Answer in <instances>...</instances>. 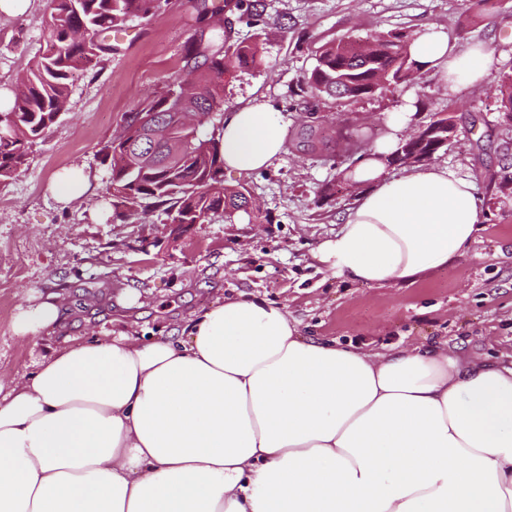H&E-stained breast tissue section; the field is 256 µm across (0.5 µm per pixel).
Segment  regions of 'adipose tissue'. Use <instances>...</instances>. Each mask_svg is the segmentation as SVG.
<instances>
[{
    "mask_svg": "<svg viewBox=\"0 0 512 512\" xmlns=\"http://www.w3.org/2000/svg\"><path fill=\"white\" fill-rule=\"evenodd\" d=\"M410 52L448 91L493 61L434 27ZM411 113H391L349 174L362 190L315 253L334 277L419 278L480 229L483 201L457 170L388 173ZM285 136L266 103L226 110L225 168L267 167ZM62 313L59 295H31L12 331L36 340ZM0 512H512V363L311 337L244 293L176 336H67L0 381Z\"/></svg>",
    "mask_w": 512,
    "mask_h": 512,
    "instance_id": "1",
    "label": "adipose tissue"
}]
</instances>
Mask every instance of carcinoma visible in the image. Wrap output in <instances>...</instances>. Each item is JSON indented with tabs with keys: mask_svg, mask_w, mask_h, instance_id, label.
<instances>
[{
	"mask_svg": "<svg viewBox=\"0 0 512 512\" xmlns=\"http://www.w3.org/2000/svg\"><path fill=\"white\" fill-rule=\"evenodd\" d=\"M169 0H50L46 18L47 49L12 89V107L0 124V184L28 165L29 149L67 110L69 78L81 64L103 61L112 51L104 42L125 30L132 17L151 19ZM257 30L265 24L264 0L225 3ZM214 13L203 4L197 28L183 56L187 77H175L124 114L122 131L100 150L111 170L114 218L126 222L139 212L174 215L179 224H199L215 214L232 215L252 207L244 187L224 186V82L242 69H262L267 60L260 36L226 43L224 27L210 23ZM411 37L401 32L377 36L375 50L364 55L359 44L334 40L316 50L315 65L297 80L290 96L304 100L327 96L356 102L387 86L415 80L419 72L410 54ZM498 111L512 143V72L499 79ZM452 117L438 113L423 131L427 138L409 142L418 154L438 153L454 133Z\"/></svg>",
	"mask_w": 512,
	"mask_h": 512,
	"instance_id": "carcinoma-1",
	"label": "carcinoma"
}]
</instances>
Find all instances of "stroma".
Returning a JSON list of instances; mask_svg holds the SVG:
<instances>
[{"label":"stroma","mask_w":512,"mask_h":512,"mask_svg":"<svg viewBox=\"0 0 512 512\" xmlns=\"http://www.w3.org/2000/svg\"><path fill=\"white\" fill-rule=\"evenodd\" d=\"M261 38L268 66L245 69L224 87V105L258 100L280 112L285 146L269 167L225 172L224 183L245 187L257 211L217 215L173 229L152 212L126 223L112 219L110 169L98 152L125 112L173 77L195 32L196 0H170L158 17L132 19L112 54L75 71L67 112L31 149L29 165L0 185V381L30 372L42 346L23 342L12 322L32 292L62 294L66 319L54 337L165 335L193 312L242 293L279 305L301 320L307 335L374 346L449 342L474 354L512 353V190L499 189L512 167L502 157V114L496 81L512 70V0L499 13L477 15L471 0H265ZM49 0H30L20 15L0 13V89L43 52ZM444 27L465 49L491 50L494 63L479 86L445 93L421 74L353 103L321 98L315 112L292 101L290 87L314 65L328 40ZM415 105L409 132L435 116L453 117L456 131L434 163L472 178L487 209L468 252L447 269L413 283L367 286L335 278L313 253L333 238L359 191L324 197L338 184L342 159L367 151L389 112ZM333 135L334 150L321 143ZM87 184L69 206L49 185L64 171ZM139 299L128 304L129 292Z\"/></svg>","instance_id":"obj_1"}]
</instances>
